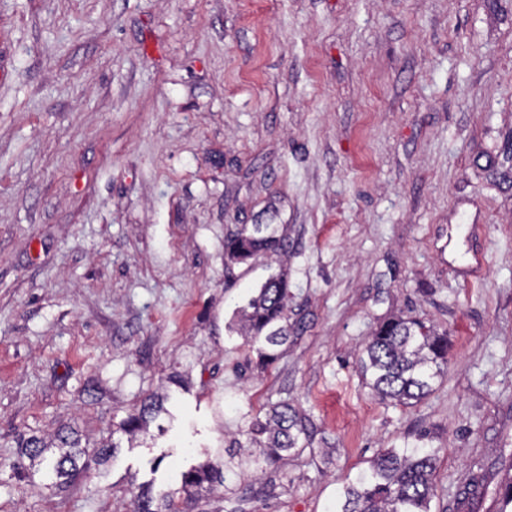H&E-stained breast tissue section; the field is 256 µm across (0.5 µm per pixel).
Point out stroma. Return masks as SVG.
<instances>
[{"mask_svg": "<svg viewBox=\"0 0 512 512\" xmlns=\"http://www.w3.org/2000/svg\"><path fill=\"white\" fill-rule=\"evenodd\" d=\"M242 224L288 233L267 367L226 329L270 274L225 269ZM392 315L448 334L409 406L356 366ZM278 403L310 446L194 512H335L384 448L438 449L432 512L512 478V0H0V512H127ZM64 427L113 457L17 474L15 433ZM164 410L159 398H146L138 411L129 414L117 426V431L131 438L139 433H146L149 422L153 421Z\"/></svg>", "mask_w": 512, "mask_h": 512, "instance_id": "stroma-1", "label": "stroma"}]
</instances>
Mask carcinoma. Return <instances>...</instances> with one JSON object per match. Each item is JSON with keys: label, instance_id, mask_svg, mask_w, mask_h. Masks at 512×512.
<instances>
[{"label": "carcinoma", "instance_id": "obj_1", "mask_svg": "<svg viewBox=\"0 0 512 512\" xmlns=\"http://www.w3.org/2000/svg\"><path fill=\"white\" fill-rule=\"evenodd\" d=\"M288 242L276 224H243L224 239V266L235 265L264 254H284ZM288 279L283 271L273 273L257 288L246 305L235 310L236 323L228 326L252 344L258 345L259 360L272 364L283 354L291 336L288 326ZM448 361V333H439L414 317H393L381 322L359 355L363 377L383 400L396 405L418 401L432 391L434 379ZM163 411L162 402L149 397L138 411L129 414L117 431L131 437L147 432L149 422ZM248 456L267 464L279 462L284 454L301 452L309 444L306 418L294 407L273 406L265 419H253L246 430ZM20 455L46 464L63 485L88 465L107 459L117 448L102 441L81 445L78 434L60 430L47 442L36 436L19 435ZM438 451L434 448H385L366 470L343 485L338 512H431L435 496ZM235 474L228 462L208 461L181 475V488L155 500L140 488L133 493V512H191L194 496L226 487Z\"/></svg>", "mask_w": 512, "mask_h": 512}]
</instances>
